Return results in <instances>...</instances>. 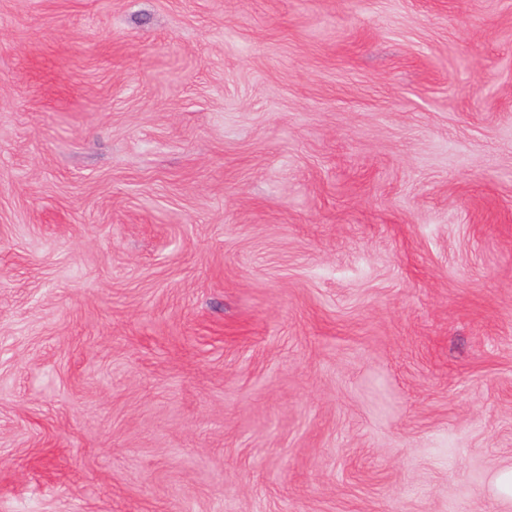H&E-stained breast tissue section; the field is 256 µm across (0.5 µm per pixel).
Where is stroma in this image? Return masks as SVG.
<instances>
[{"label":"stroma","mask_w":512,"mask_h":512,"mask_svg":"<svg viewBox=\"0 0 512 512\" xmlns=\"http://www.w3.org/2000/svg\"><path fill=\"white\" fill-rule=\"evenodd\" d=\"M512 0H0V512H512Z\"/></svg>","instance_id":"35a3bbf8"}]
</instances>
